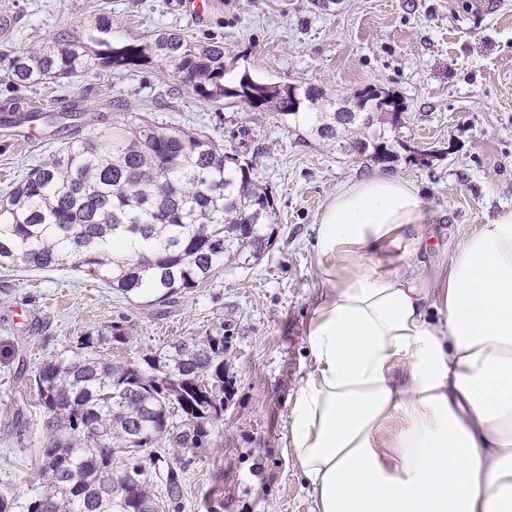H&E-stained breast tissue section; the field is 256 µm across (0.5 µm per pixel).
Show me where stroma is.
Masks as SVG:
<instances>
[{"label": "stroma", "mask_w": 512, "mask_h": 512, "mask_svg": "<svg viewBox=\"0 0 512 512\" xmlns=\"http://www.w3.org/2000/svg\"><path fill=\"white\" fill-rule=\"evenodd\" d=\"M99 0H0L6 36L35 48L58 32L95 26ZM112 41L144 42L165 31L216 38L239 69L259 80L312 86L343 102L366 86L403 104L400 142L426 151L389 167L422 194L429 266L446 262L480 225L512 209V0L492 15L472 0H211L200 20L178 0H111ZM84 98L91 132L139 112L156 126L200 130L253 164L278 222L272 245L250 267L225 265L207 286L175 296L163 311L133 303L76 271L0 268V498L27 512L40 491L47 438L35 377L47 360L69 357L88 335L122 327L127 344L100 351L114 361L162 352L189 336L223 333L231 382L224 417L208 444L180 456L179 501L164 512H311L303 477L286 446L292 396L308 362L305 333L319 288L315 224L337 188L377 171L342 155L308 127L265 110L197 96L160 62L98 69L61 90L0 83V107L23 98L44 110ZM0 110V204L31 168L53 158L73 128L37 125L28 142Z\"/></svg>", "instance_id": "1"}]
</instances>
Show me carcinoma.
Masks as SVG:
<instances>
[{"mask_svg":"<svg viewBox=\"0 0 512 512\" xmlns=\"http://www.w3.org/2000/svg\"><path fill=\"white\" fill-rule=\"evenodd\" d=\"M154 60L207 101L300 115L333 143L371 136L365 123L325 111L317 89L293 85L294 99L283 98L275 84L238 71L224 44L177 32L117 47L112 27L99 23L85 42L73 33L29 50L5 41L0 78L62 88L89 70ZM353 102L360 113L385 106L370 86L356 91ZM82 118L78 108L22 115L25 122L69 120L76 129ZM252 170L202 132L158 127L129 112L100 135L68 142L11 190L0 205V267L78 271L130 301L162 307L212 282L224 263L246 264V253L267 246L269 221L256 209L274 205ZM172 184L180 192L161 196ZM202 377L210 389L198 388ZM35 384L48 436L43 491L29 512H150L157 500L139 454L163 443L206 446L224 415V336L189 337L124 363L103 357L88 336L70 357L46 362ZM150 461L166 464L167 496L179 500L178 460Z\"/></svg>","mask_w":512,"mask_h":512,"instance_id":"carcinoma-1","label":"carcinoma"}]
</instances>
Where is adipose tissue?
Wrapping results in <instances>:
<instances>
[{"mask_svg": "<svg viewBox=\"0 0 512 512\" xmlns=\"http://www.w3.org/2000/svg\"><path fill=\"white\" fill-rule=\"evenodd\" d=\"M424 221L381 172L318 217L288 443L313 512H512V210L435 272Z\"/></svg>", "mask_w": 512, "mask_h": 512, "instance_id": "obj_1", "label": "adipose tissue"}]
</instances>
